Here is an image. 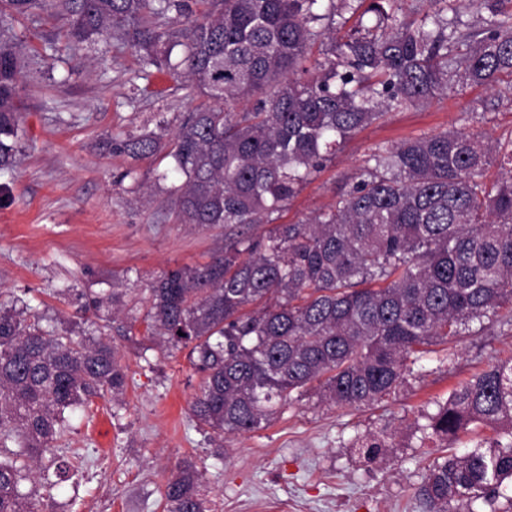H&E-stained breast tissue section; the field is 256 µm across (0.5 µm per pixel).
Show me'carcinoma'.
<instances>
[{
	"label": "carcinoma",
	"mask_w": 512,
	"mask_h": 512,
	"mask_svg": "<svg viewBox=\"0 0 512 512\" xmlns=\"http://www.w3.org/2000/svg\"><path fill=\"white\" fill-rule=\"evenodd\" d=\"M391 2L0 0V23L60 18L71 49L118 34L143 70L180 69L208 98L171 142L152 132L113 146L166 152L158 180L171 181L178 223L224 225V251L157 276L142 318L151 346L188 350L202 374L190 419L221 440L267 427L306 396L337 408L381 401L473 324L512 326V140L460 129L382 146L329 210L277 223L340 144L384 112L418 108L450 80L493 88L512 78V12L501 0H475L486 16L465 28L448 18L450 0H419L414 21ZM21 67L0 43V171L12 169L23 135ZM494 162L508 170L488 183ZM260 224L271 228L256 237ZM91 306L115 318L124 294ZM125 388L110 337L49 330L36 312L0 306V512H47L24 485L51 483L66 413L95 397L118 401ZM475 423L497 438L428 464L418 489L428 512H474L504 496L512 356L428 416L430 435L448 440ZM387 438L359 440L358 454L378 457ZM203 480L182 461L164 512H212Z\"/></svg>",
	"instance_id": "cac0c4a2"
}]
</instances>
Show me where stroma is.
Here are the masks:
<instances>
[{
    "label": "stroma",
    "mask_w": 512,
    "mask_h": 512,
    "mask_svg": "<svg viewBox=\"0 0 512 512\" xmlns=\"http://www.w3.org/2000/svg\"><path fill=\"white\" fill-rule=\"evenodd\" d=\"M11 29L24 55L59 46L60 80L42 81L27 69L20 75L22 148L13 170L0 172V305L29 308L50 329L79 320L70 288L91 298L116 288L145 309L151 282L169 268L208 262L224 248V229L176 223L157 180L165 161L110 143L173 134L206 99L171 71L143 75L119 39L73 51L54 19H16ZM452 129L511 138L512 97L452 84L423 107L387 112L342 143L281 223L332 207L378 146ZM100 316L107 336L119 325L133 331L132 341L118 343L126 393L70 413L60 452L71 464L69 479L52 488L35 483L53 512H163L161 491L186 458L203 470L215 512H425L418 498L424 468L443 454L423 434L427 414L459 383L512 355V328L485 321L478 334L449 345L447 362L426 361L423 376L389 398L357 409L292 402L267 428L226 438L218 458L212 434L189 418L200 377L187 351H140L143 322L125 312ZM384 429L394 435L384 456L369 462L354 453V442Z\"/></svg>",
    "instance_id": "1"
}]
</instances>
